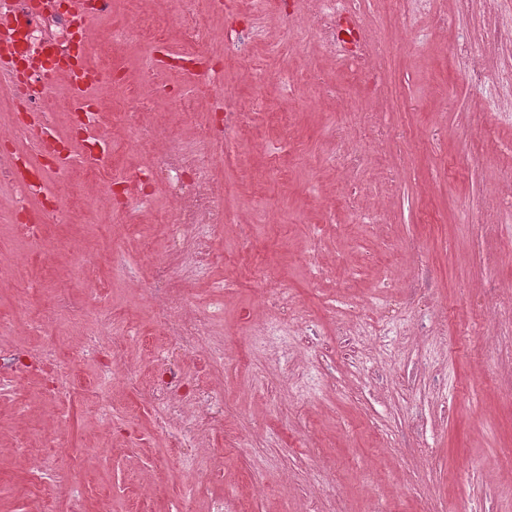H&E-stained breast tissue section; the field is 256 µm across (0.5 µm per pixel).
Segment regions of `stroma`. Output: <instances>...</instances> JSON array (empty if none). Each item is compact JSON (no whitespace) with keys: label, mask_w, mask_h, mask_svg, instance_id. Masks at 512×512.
Instances as JSON below:
<instances>
[{"label":"stroma","mask_w":512,"mask_h":512,"mask_svg":"<svg viewBox=\"0 0 512 512\" xmlns=\"http://www.w3.org/2000/svg\"><path fill=\"white\" fill-rule=\"evenodd\" d=\"M304 0H279L249 17L223 0L209 27L256 26L273 44L252 49L261 66L293 73L287 89L257 88L242 76L238 52L224 51L229 103L262 92L270 111L244 133L222 135L227 225L223 259L210 277L224 284V360L212 374L224 405L220 425L201 431L200 474L190 477L168 433L155 427L148 401L155 365L171 339L150 309L153 260L165 255L164 228L129 225L113 213L73 214L47 224L35 241L0 223V252H29L28 268L0 282V353L20 354L17 388L0 398V512H512V334L482 317L507 302L512 282V223L485 202L504 170L485 156L488 139L512 144V115L498 106V85L472 86L453 48L469 22L454 0L407 19L389 17L385 0H354L362 26L379 39L382 64L372 82L333 60L309 36H289L285 17ZM446 37H431L440 20ZM151 49L128 41L115 57L122 77L107 109L124 108L126 81L138 80ZM349 94L352 111H314L319 86ZM395 129L432 137L393 139L379 159L339 181L323 161L362 144L370 113ZM288 169L280 181L274 168ZM384 202L378 223L360 224L345 202ZM280 221L268 223V213ZM287 285L312 316V333L260 335L280 318L260 288ZM86 303L84 323L62 319L66 340L34 326L59 299ZM398 302L401 314L363 334L370 305ZM108 313L114 337L85 351L87 330ZM55 346L73 386L56 397L51 371L37 361ZM134 365L133 383L112 386L114 422L101 438L93 383L101 363ZM67 408L73 455H59L49 418ZM39 451L37 460L20 455ZM45 486L29 479L32 466Z\"/></svg>","instance_id":"35a3bbf8"}]
</instances>
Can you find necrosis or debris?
Listing matches in <instances>:
<instances>
[{
    "instance_id": "4bbe7bcc",
    "label": "necrosis or debris",
    "mask_w": 512,
    "mask_h": 512,
    "mask_svg": "<svg viewBox=\"0 0 512 512\" xmlns=\"http://www.w3.org/2000/svg\"><path fill=\"white\" fill-rule=\"evenodd\" d=\"M153 18H146L141 0H127L128 25L119 32L105 24L112 12V0H87L77 11L72 0H0V41L11 44L9 62L0 66V112L30 113V121L19 120L0 130V184L15 187L52 180L54 188L39 198V221L43 224L68 222L74 211L68 205L71 188L91 183L96 187L89 200V212L110 209L121 213L131 224L165 223L169 242L166 260L156 266L152 305L159 323L173 338L170 355L161 360L150 392L160 429L179 421L175 445L190 446L201 428L216 424L224 414L223 404L212 391L207 375H197L187 386L178 362L203 338H210L224 311L222 290H215L207 311L194 309L187 297H169L164 288L179 279L205 277L218 258L215 245L231 218L224 209V147L216 138L198 133L192 144L169 138L160 113L143 111L137 89H130L125 113L137 117L139 137L136 150L141 167L133 177L117 175L112 166V129L95 124L101 112L98 100L77 102L73 91H61L59 84L67 70L79 67L83 77L107 90L116 77L113 54L125 39L138 36L157 45L178 33L182 48L165 66L187 76L191 96H178L174 110L181 121L197 125L195 103L206 100L212 111L222 116L225 128L244 123L251 113L264 107L262 97H254L244 108L224 107V73L208 63L206 49L216 40L204 16L213 8L212 0H153ZM304 30L326 45L335 57H344L336 37L337 16L351 13L350 0H308ZM512 0H456L458 13L479 6L482 19L457 44L456 58L474 86L487 77L499 85H512V68L494 70V63L512 57V25L501 23L499 15ZM96 65H89V58ZM53 112L72 117L76 137L56 136L41 140L35 121ZM161 174L173 198L174 217L161 221L148 192L130 194L129 181H143ZM211 340V338H210ZM209 363L221 362L222 342L211 340Z\"/></svg>"
}]
</instances>
